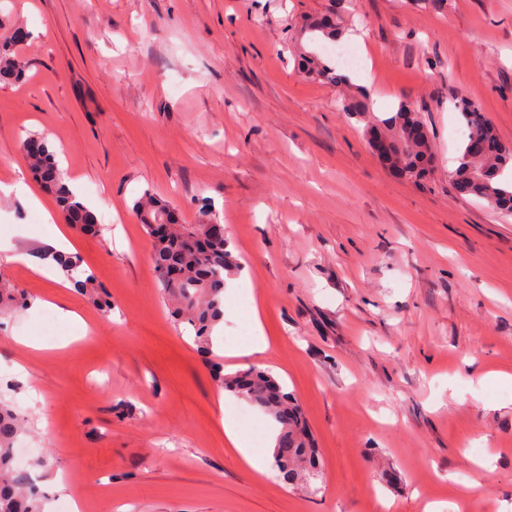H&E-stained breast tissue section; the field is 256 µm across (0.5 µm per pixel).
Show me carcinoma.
I'll return each instance as SVG.
<instances>
[{"mask_svg": "<svg viewBox=\"0 0 512 512\" xmlns=\"http://www.w3.org/2000/svg\"><path fill=\"white\" fill-rule=\"evenodd\" d=\"M306 29L331 42L339 36V27L332 20L310 21ZM24 38L25 34L17 30L10 39L0 42V78H19L24 73L14 50ZM303 67L307 74L335 83L347 80L316 51L304 55ZM340 107L357 121L369 111L365 101L356 95L341 100ZM456 108L465 127L457 166L451 172L456 189L512 214V178L506 176V172L512 171V148L501 142L477 105L462 100ZM421 126L423 122L414 108L401 102L393 111L366 124L365 133L370 141L380 136L392 139L396 150L404 156V166L397 174L416 182L428 171L425 159L433 155L430 136L413 137L414 129ZM473 141L490 143L494 149L474 154L468 149ZM21 151L44 189L55 197L65 223L85 234H97L94 212L71 192L48 140L36 134L28 136L22 141ZM134 211L152 238L154 269L164 293L176 305L177 319L193 328L197 351L209 357L211 329L224 316L225 276L238 267L237 260L227 249L224 232L214 230L218 216L211 208L203 206L198 211L197 223L181 224L175 220L169 224L170 206L150 192L135 200ZM165 223L169 224L168 232L157 235L154 225ZM41 256L51 258L87 300L94 304L100 302L96 279L82 267L79 256L61 254L50 248L44 249ZM214 375L224 390L260 408L279 425L273 460L283 481L294 484L303 479L309 484L317 478L320 461L312 448L313 439L297 404L283 391L278 379L255 368L234 374H224L216 368ZM22 431L21 415L11 404L0 401V512H39L36 499L25 490L26 473L17 469L10 458L11 446Z\"/></svg>", "mask_w": 512, "mask_h": 512, "instance_id": "1", "label": "carcinoma"}]
</instances>
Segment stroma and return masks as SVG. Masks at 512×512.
<instances>
[{"label": "stroma", "instance_id": "1", "mask_svg": "<svg viewBox=\"0 0 512 512\" xmlns=\"http://www.w3.org/2000/svg\"><path fill=\"white\" fill-rule=\"evenodd\" d=\"M340 15L364 59L349 88L307 78L301 26ZM23 29L19 81L0 82V400L23 416L40 512H512V215L449 174L456 103L512 145V0H0ZM416 106L435 163L396 178L363 123ZM47 137L101 232L35 224L39 183L20 138ZM151 191L183 224L210 202L240 273L203 361L157 280L133 202ZM62 231L112 303L19 253ZM82 321L42 327L46 302ZM259 307L270 348L242 361ZM30 339L40 350L19 342ZM225 372L275 371L323 461L316 490L258 473L225 444L238 424L271 455L270 422L221 394Z\"/></svg>", "mask_w": 512, "mask_h": 512}]
</instances>
